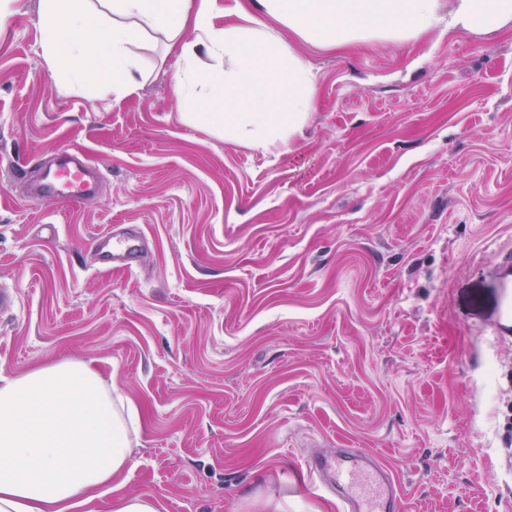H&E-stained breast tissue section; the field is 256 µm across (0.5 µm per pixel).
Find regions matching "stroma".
<instances>
[{"label":"stroma","instance_id":"stroma-1","mask_svg":"<svg viewBox=\"0 0 512 512\" xmlns=\"http://www.w3.org/2000/svg\"><path fill=\"white\" fill-rule=\"evenodd\" d=\"M40 4L0 0V374L87 362L140 422L132 469L78 512H340L307 465L339 448L383 460L411 512H512V29L299 43L315 109L263 153L185 117L160 32L132 96L67 89ZM77 151L96 197L30 199ZM121 224L144 264L100 271ZM497 269L499 271V276L506 282L505 288H510L506 291L503 297V318L506 321L512 322V281L509 279L511 277L512 272V250L511 248L504 252L501 251L497 255ZM108 512H159L156 503L141 495H125L112 501Z\"/></svg>","mask_w":512,"mask_h":512}]
</instances>
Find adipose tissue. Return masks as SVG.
Segmentation results:
<instances>
[{
	"label": "adipose tissue",
	"mask_w": 512,
	"mask_h": 512,
	"mask_svg": "<svg viewBox=\"0 0 512 512\" xmlns=\"http://www.w3.org/2000/svg\"><path fill=\"white\" fill-rule=\"evenodd\" d=\"M249 0L237 23L219 25L218 0H42L43 56L67 88L115 99L138 89V50L163 31L178 50L175 90L226 139L269 152L302 135L316 76L288 28L314 46L373 37L415 41L440 20L494 33L512 24V0ZM222 62L214 69L212 61ZM90 365L60 360L0 376V512H74L131 462L134 419Z\"/></svg>",
	"instance_id": "1"
}]
</instances>
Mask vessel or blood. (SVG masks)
<instances>
[{
	"instance_id": "1",
	"label": "vessel or blood",
	"mask_w": 512,
	"mask_h": 512,
	"mask_svg": "<svg viewBox=\"0 0 512 512\" xmlns=\"http://www.w3.org/2000/svg\"><path fill=\"white\" fill-rule=\"evenodd\" d=\"M98 183L89 175L86 160L47 172L34 189V198L51 197L66 207H75L96 195ZM100 268L133 271L144 259L147 242L136 232L113 230L97 240ZM309 469L320 486L330 491L342 512H408L409 505L396 477L372 453L353 448L318 452Z\"/></svg>"
}]
</instances>
